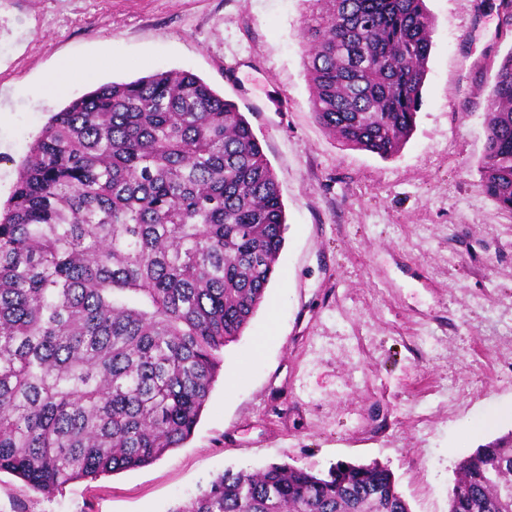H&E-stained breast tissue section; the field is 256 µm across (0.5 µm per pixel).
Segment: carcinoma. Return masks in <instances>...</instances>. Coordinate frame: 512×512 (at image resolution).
I'll return each instance as SVG.
<instances>
[{"mask_svg": "<svg viewBox=\"0 0 512 512\" xmlns=\"http://www.w3.org/2000/svg\"><path fill=\"white\" fill-rule=\"evenodd\" d=\"M316 121L383 159L415 126L425 0H308ZM480 186L512 216V51L485 113ZM285 207L243 113L187 71L112 81L54 113L0 208V473L51 495L194 433L263 302ZM168 512H411L394 474L225 470ZM448 512H512V432L461 460Z\"/></svg>", "mask_w": 512, "mask_h": 512, "instance_id": "cac0c4a2", "label": "carcinoma"}]
</instances>
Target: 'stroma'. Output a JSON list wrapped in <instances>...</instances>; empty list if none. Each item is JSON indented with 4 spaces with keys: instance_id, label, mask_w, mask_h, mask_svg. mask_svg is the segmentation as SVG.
<instances>
[{
    "instance_id": "obj_1",
    "label": "stroma",
    "mask_w": 512,
    "mask_h": 512,
    "mask_svg": "<svg viewBox=\"0 0 512 512\" xmlns=\"http://www.w3.org/2000/svg\"><path fill=\"white\" fill-rule=\"evenodd\" d=\"M499 3L425 0L422 105L383 159L311 112L309 0H0V205L70 100L187 70L250 122L288 225L182 447L50 496L1 473L0 512H168L228 468L339 461L385 465L412 512H448L456 464L512 431V216L478 172L496 65L512 51ZM77 64L89 80L71 77Z\"/></svg>"
}]
</instances>
